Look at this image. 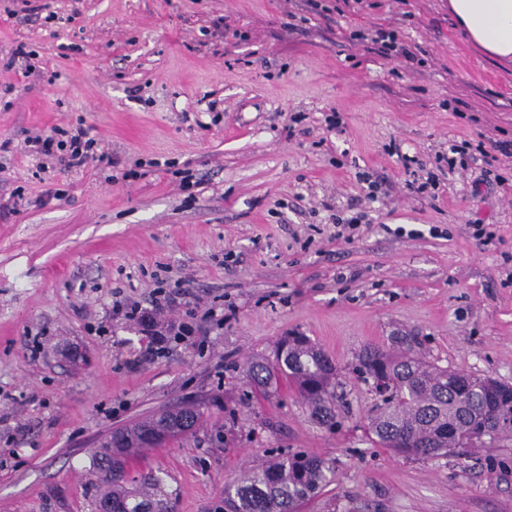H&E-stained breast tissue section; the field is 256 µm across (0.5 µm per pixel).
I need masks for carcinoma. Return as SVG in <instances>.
I'll list each match as a JSON object with an SVG mask.
<instances>
[{
  "label": "carcinoma",
  "mask_w": 512,
  "mask_h": 512,
  "mask_svg": "<svg viewBox=\"0 0 512 512\" xmlns=\"http://www.w3.org/2000/svg\"><path fill=\"white\" fill-rule=\"evenodd\" d=\"M381 369L390 379V398L374 406L367 423L374 443L415 457L464 456L477 447L472 433L484 430L488 444L512 440V385L428 364L411 349L394 353L374 347L359 359L358 373ZM249 378L269 390L277 376L288 379L319 425H337V369L307 337H283L274 361H252ZM198 409L163 411L128 427L113 430L91 456L93 474L112 463V479L95 481V510L112 504V512H170L172 492L165 476L149 470L132 475V458L176 436L195 432ZM333 463L305 450L271 454L262 463L224 484V512H300L332 481Z\"/></svg>",
  "instance_id": "obj_1"
}]
</instances>
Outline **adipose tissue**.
Returning a JSON list of instances; mask_svg holds the SVG:
<instances>
[{"label":"adipose tissue","instance_id":"1","mask_svg":"<svg viewBox=\"0 0 512 512\" xmlns=\"http://www.w3.org/2000/svg\"><path fill=\"white\" fill-rule=\"evenodd\" d=\"M448 11L487 58L512 62V0H448Z\"/></svg>","mask_w":512,"mask_h":512}]
</instances>
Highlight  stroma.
<instances>
[{"mask_svg": "<svg viewBox=\"0 0 512 512\" xmlns=\"http://www.w3.org/2000/svg\"><path fill=\"white\" fill-rule=\"evenodd\" d=\"M288 0H0V512H95L91 454L113 429L181 403L196 432L145 449L173 512H213L233 473L302 448L336 477L302 512H512V444L405 458L376 446L354 371L407 341L441 367L512 384V161L474 187L476 147L512 139V66L471 46L448 0H355L288 23ZM392 25L413 71L349 40ZM31 74L2 66L16 46ZM340 113V131L327 128ZM84 128L108 161L40 171L27 140ZM468 164L415 196L403 160ZM384 195L349 241L337 219ZM60 190L45 198L47 189ZM487 225L492 239L474 237ZM185 290L200 330L148 352L115 301ZM308 336L340 370L335 430L287 380L243 373Z\"/></svg>", "mask_w": 512, "mask_h": 512, "instance_id": "1", "label": "stroma"}]
</instances>
